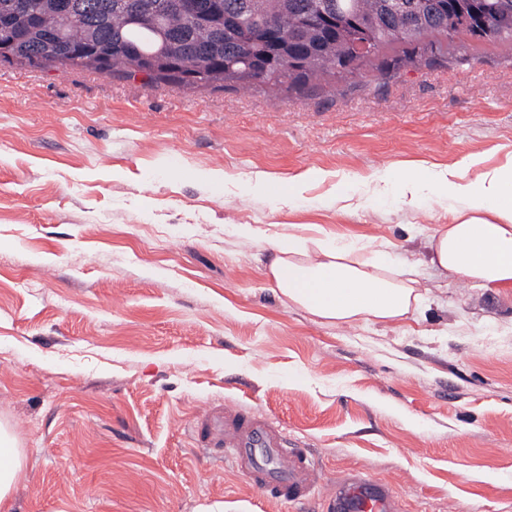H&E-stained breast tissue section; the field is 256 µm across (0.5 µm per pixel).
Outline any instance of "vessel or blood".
Instances as JSON below:
<instances>
[{"label":"vessel or blood","mask_w":512,"mask_h":512,"mask_svg":"<svg viewBox=\"0 0 512 512\" xmlns=\"http://www.w3.org/2000/svg\"><path fill=\"white\" fill-rule=\"evenodd\" d=\"M205 448L223 449L237 470L264 491L292 503L304 502L320 479L306 453L289 447L281 422L227 403L210 408L189 427ZM332 512H399L393 487L352 473L330 485Z\"/></svg>","instance_id":"vessel-or-blood-1"}]
</instances>
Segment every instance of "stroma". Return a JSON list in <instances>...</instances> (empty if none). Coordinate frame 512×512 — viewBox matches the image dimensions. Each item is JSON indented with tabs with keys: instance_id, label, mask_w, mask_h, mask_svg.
Here are the masks:
<instances>
[{
	"instance_id": "1",
	"label": "stroma",
	"mask_w": 512,
	"mask_h": 512,
	"mask_svg": "<svg viewBox=\"0 0 512 512\" xmlns=\"http://www.w3.org/2000/svg\"><path fill=\"white\" fill-rule=\"evenodd\" d=\"M511 155L508 47L276 89L0 62V424L21 462L0 512H329L198 447L190 424L226 402L284 423L324 483L512 512V286L436 289L432 197L359 205L386 172ZM292 224L431 289L397 324L326 323L271 281Z\"/></svg>"
}]
</instances>
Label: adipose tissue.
Returning <instances> with one entry per match:
<instances>
[{"instance_id": "obj_1", "label": "adipose tissue", "mask_w": 512, "mask_h": 512, "mask_svg": "<svg viewBox=\"0 0 512 512\" xmlns=\"http://www.w3.org/2000/svg\"><path fill=\"white\" fill-rule=\"evenodd\" d=\"M475 174L457 168H422L385 174L403 204L417 208L423 194L449 202V221L428 241L430 265L448 283L512 284V158ZM270 275L289 302L336 325L394 323L405 318L422 296L414 266L394 267L384 254L363 256L358 247L305 235L294 226L283 237Z\"/></svg>"}]
</instances>
